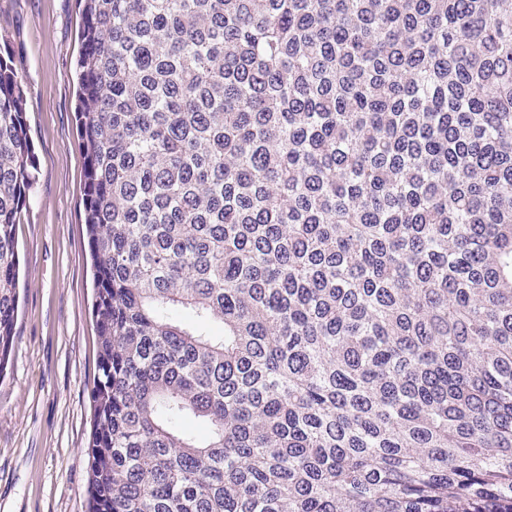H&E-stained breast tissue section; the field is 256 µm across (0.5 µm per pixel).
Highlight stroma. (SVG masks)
<instances>
[{
  "mask_svg": "<svg viewBox=\"0 0 512 512\" xmlns=\"http://www.w3.org/2000/svg\"><path fill=\"white\" fill-rule=\"evenodd\" d=\"M80 0H0L39 175L16 227V336L0 373V512H88L98 360L76 126Z\"/></svg>",
  "mask_w": 512,
  "mask_h": 512,
  "instance_id": "obj_1",
  "label": "stroma"
}]
</instances>
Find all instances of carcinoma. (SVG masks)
<instances>
[{
	"mask_svg": "<svg viewBox=\"0 0 512 512\" xmlns=\"http://www.w3.org/2000/svg\"><path fill=\"white\" fill-rule=\"evenodd\" d=\"M83 13L88 512H512V0ZM25 106L0 52V374Z\"/></svg>",
	"mask_w": 512,
	"mask_h": 512,
	"instance_id": "carcinoma-1",
	"label": "carcinoma"
}]
</instances>
